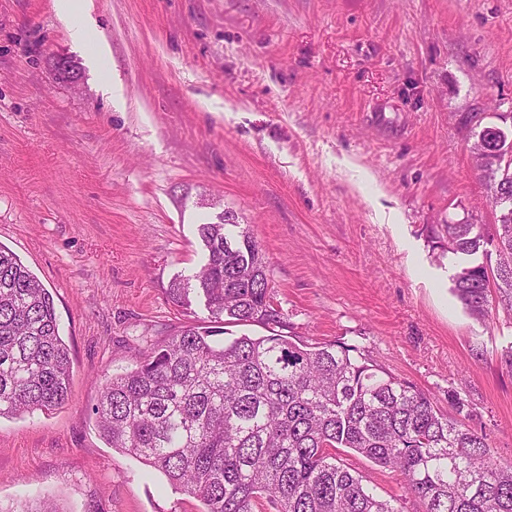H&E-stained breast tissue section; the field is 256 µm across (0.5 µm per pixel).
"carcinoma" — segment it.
<instances>
[{
	"label": "carcinoma",
	"mask_w": 512,
	"mask_h": 512,
	"mask_svg": "<svg viewBox=\"0 0 512 512\" xmlns=\"http://www.w3.org/2000/svg\"><path fill=\"white\" fill-rule=\"evenodd\" d=\"M492 192L512 194V162L479 170ZM499 245L473 224H432L434 250L482 255L453 276V292L476 319L489 315V284L512 299V269L490 264L512 252V215ZM205 262L176 276L170 302L204 303L211 322L258 325L264 336L212 340L188 326L148 348L135 368L105 380L92 408L113 448L162 473L203 512H403L377 497L338 450L402 472L422 512H512V465L487 453L486 436L436 408L415 385L393 377L344 341L308 343L271 292L269 270L248 226L198 225ZM70 352L54 299L11 250L0 246V418L63 405Z\"/></svg>",
	"instance_id": "cac0c4a2"
}]
</instances>
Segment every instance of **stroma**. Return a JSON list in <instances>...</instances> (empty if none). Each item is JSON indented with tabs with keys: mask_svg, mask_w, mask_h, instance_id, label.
Returning <instances> with one entry per match:
<instances>
[{
	"mask_svg": "<svg viewBox=\"0 0 512 512\" xmlns=\"http://www.w3.org/2000/svg\"><path fill=\"white\" fill-rule=\"evenodd\" d=\"M82 4L85 46L57 0H0V245L50 291L71 350L60 409L0 420V505L201 512L109 447L92 407L148 347L208 325L167 288L203 263L197 226L220 209L260 242L301 340L358 346L444 412L457 393L512 464V304L494 290L471 317L458 258H435L425 231L495 219L470 145L512 129V0ZM343 460L422 512L400 471Z\"/></svg>",
	"mask_w": 512,
	"mask_h": 512,
	"instance_id": "35a3bbf8",
	"label": "stroma"
}]
</instances>
